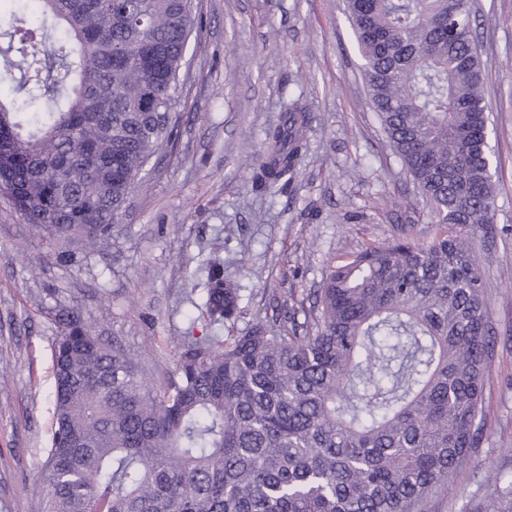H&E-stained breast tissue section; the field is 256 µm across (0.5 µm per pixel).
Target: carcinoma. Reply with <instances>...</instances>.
<instances>
[{
    "instance_id": "carcinoma-1",
    "label": "carcinoma",
    "mask_w": 512,
    "mask_h": 512,
    "mask_svg": "<svg viewBox=\"0 0 512 512\" xmlns=\"http://www.w3.org/2000/svg\"><path fill=\"white\" fill-rule=\"evenodd\" d=\"M0 21V183L27 223L96 245L171 141L187 0H22ZM374 111L429 207L329 266L310 304L185 340L160 387L61 313L42 512H426L476 444L493 340L475 230L494 223L469 0H345ZM255 176L298 177L311 113L288 102ZM242 314L210 264L201 316Z\"/></svg>"
}]
</instances>
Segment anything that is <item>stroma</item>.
I'll list each match as a JSON object with an SVG mask.
<instances>
[{"instance_id": "obj_1", "label": "stroma", "mask_w": 512, "mask_h": 512, "mask_svg": "<svg viewBox=\"0 0 512 512\" xmlns=\"http://www.w3.org/2000/svg\"><path fill=\"white\" fill-rule=\"evenodd\" d=\"M470 3L494 127L496 211L475 259L495 344L478 443L431 512H512V0ZM193 14L177 135L108 239L64 244L0 196V512H40L58 310L119 341L160 384L185 338L241 335L313 293L338 258L429 229L372 108L343 0H193ZM291 98L313 120L297 182L270 194L254 176ZM215 260L243 313L210 328L200 305Z\"/></svg>"}]
</instances>
